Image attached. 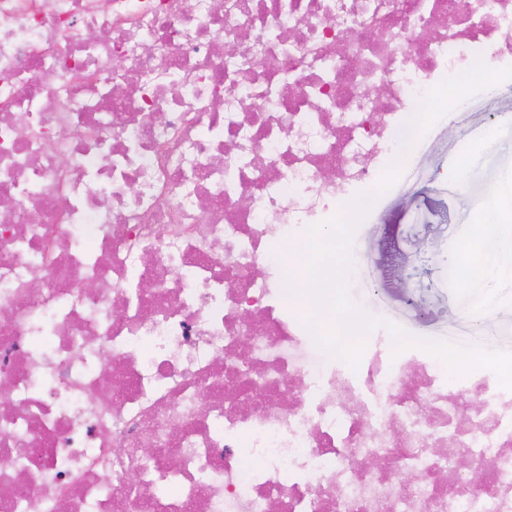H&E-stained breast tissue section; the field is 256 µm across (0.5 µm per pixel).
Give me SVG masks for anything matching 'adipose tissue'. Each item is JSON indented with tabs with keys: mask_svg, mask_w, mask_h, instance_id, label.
I'll use <instances>...</instances> for the list:
<instances>
[{
	"mask_svg": "<svg viewBox=\"0 0 512 512\" xmlns=\"http://www.w3.org/2000/svg\"><path fill=\"white\" fill-rule=\"evenodd\" d=\"M501 192L495 193L478 219L474 236L456 246L449 255L451 267L462 270L463 284L473 295L470 310L489 307L495 288L512 260V168L500 175Z\"/></svg>",
	"mask_w": 512,
	"mask_h": 512,
	"instance_id": "ef3b65f1",
	"label": "adipose tissue"
}]
</instances>
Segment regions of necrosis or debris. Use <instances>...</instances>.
Here are the masks:
<instances>
[{
	"instance_id": "necrosis-or-debris-1",
	"label": "necrosis or debris",
	"mask_w": 512,
	"mask_h": 512,
	"mask_svg": "<svg viewBox=\"0 0 512 512\" xmlns=\"http://www.w3.org/2000/svg\"><path fill=\"white\" fill-rule=\"evenodd\" d=\"M508 50L512 0H0V512H512V390L329 359L281 272Z\"/></svg>"
}]
</instances>
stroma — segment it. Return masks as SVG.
<instances>
[{"instance_id": "35a3bbf8", "label": "stroma", "mask_w": 512, "mask_h": 512, "mask_svg": "<svg viewBox=\"0 0 512 512\" xmlns=\"http://www.w3.org/2000/svg\"><path fill=\"white\" fill-rule=\"evenodd\" d=\"M512 114V79L471 95L451 108L448 122L431 124L399 184L372 206V222L358 227L352 295L371 314L414 328L420 337L466 339L487 349L512 350V277L497 288L485 320L466 313L464 289L448 282V255L474 231V218L512 167V127L471 159L467 192L443 172L462 153L464 138L485 137L494 117Z\"/></svg>"}]
</instances>
